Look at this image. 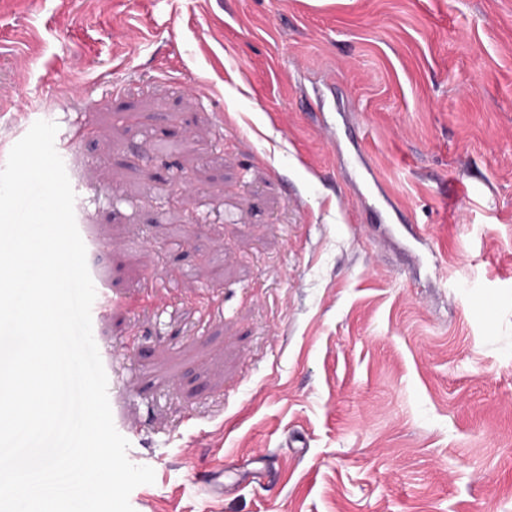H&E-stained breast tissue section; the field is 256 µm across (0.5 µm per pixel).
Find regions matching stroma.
<instances>
[{"label":"stroma","mask_w":512,"mask_h":512,"mask_svg":"<svg viewBox=\"0 0 512 512\" xmlns=\"http://www.w3.org/2000/svg\"><path fill=\"white\" fill-rule=\"evenodd\" d=\"M39 120L134 512H512V0H0V167Z\"/></svg>","instance_id":"obj_1"}]
</instances>
